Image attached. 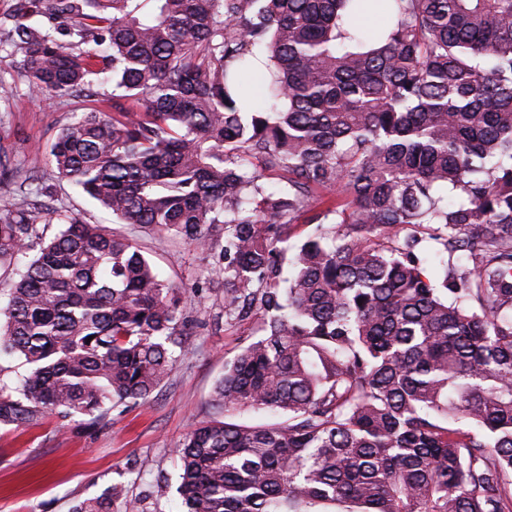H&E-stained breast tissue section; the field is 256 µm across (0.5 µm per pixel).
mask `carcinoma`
Instances as JSON below:
<instances>
[{
	"label": "carcinoma",
	"mask_w": 512,
	"mask_h": 512,
	"mask_svg": "<svg viewBox=\"0 0 512 512\" xmlns=\"http://www.w3.org/2000/svg\"><path fill=\"white\" fill-rule=\"evenodd\" d=\"M8 36L39 93L96 75L142 101L64 124L58 177L209 251L225 314L261 316L178 449L184 512H512V0H19ZM45 212L50 238L0 204V355L27 366L0 368V424L94 426L167 377L180 291L130 239ZM123 496L72 512H137Z\"/></svg>",
	"instance_id": "obj_1"
}]
</instances>
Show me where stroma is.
<instances>
[{"label":"stroma","instance_id":"1","mask_svg":"<svg viewBox=\"0 0 512 512\" xmlns=\"http://www.w3.org/2000/svg\"><path fill=\"white\" fill-rule=\"evenodd\" d=\"M22 60L17 47L0 43V82L13 89L0 98V165L8 169L0 174V202L12 200L15 186L32 172L31 159L44 157L57 130L90 101L37 97ZM37 174L40 183L56 185V205L135 240L162 278L180 289L186 352L147 399L113 404L98 426L58 414L34 425L0 424V512H71L116 483L128 498L141 500L145 512H183L176 450L193 425L212 417L214 384L242 339L256 335L260 318H225L224 282L212 275L206 251L168 233L120 223L58 180L50 166Z\"/></svg>","mask_w":512,"mask_h":512}]
</instances>
